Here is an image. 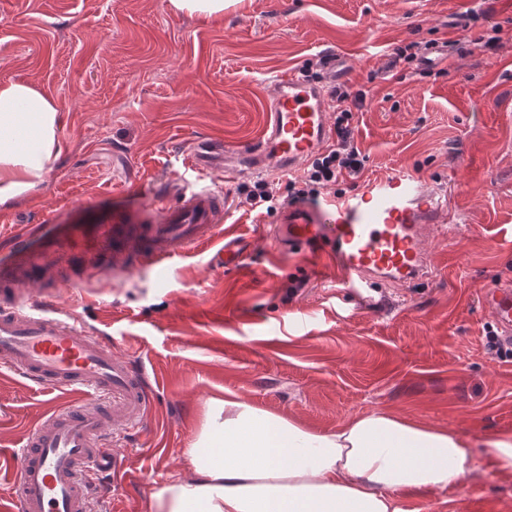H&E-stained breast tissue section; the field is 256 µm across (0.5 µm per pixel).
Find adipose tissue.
I'll return each instance as SVG.
<instances>
[{"instance_id":"ef3b65f1","label":"adipose tissue","mask_w":512,"mask_h":512,"mask_svg":"<svg viewBox=\"0 0 512 512\" xmlns=\"http://www.w3.org/2000/svg\"><path fill=\"white\" fill-rule=\"evenodd\" d=\"M61 122L34 84L0 83V206L51 171ZM472 446L462 431L389 409L313 430L228 389L207 401L185 474L151 493L148 512H404L399 491L458 486Z\"/></svg>"}]
</instances>
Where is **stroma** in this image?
<instances>
[{
	"label": "stroma",
	"mask_w": 512,
	"mask_h": 512,
	"mask_svg": "<svg viewBox=\"0 0 512 512\" xmlns=\"http://www.w3.org/2000/svg\"><path fill=\"white\" fill-rule=\"evenodd\" d=\"M491 36L495 51L475 47ZM428 41L462 50L432 67L393 65L397 47ZM328 52L343 84L367 93L352 119L364 179H440L463 218L428 242L431 281L366 300L334 287L328 261L278 250L272 216L240 205V179L184 164L196 138H255L275 82ZM11 80L58 104L61 155L35 190L0 206V249L17 224L120 209L149 223L156 187L193 183L223 191L222 229L245 250L237 267L194 250L129 274L102 257L94 274L81 254L45 256L62 308L134 356L154 395L93 512H146L181 471L206 400L228 389L317 430L385 408L479 440L512 432V358L489 350L481 299L512 282V0H239L210 19L169 0H0V82ZM51 399L73 396L0 368V507L11 456ZM474 455L461 486L405 492L406 512H512V476Z\"/></svg>",
	"instance_id": "35a3bbf8"
}]
</instances>
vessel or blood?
<instances>
[{
	"instance_id": "b4317fda",
	"label": "vessel or blood",
	"mask_w": 512,
	"mask_h": 512,
	"mask_svg": "<svg viewBox=\"0 0 512 512\" xmlns=\"http://www.w3.org/2000/svg\"><path fill=\"white\" fill-rule=\"evenodd\" d=\"M334 136L324 83L291 74L274 85L256 138L196 141L187 167L200 174L290 173L321 154ZM223 214L222 193L184 187L156 223L135 224L129 213L116 211L103 224L51 225L44 245L22 240L9 255L0 254V280L13 287L0 303V365L49 389L81 395L50 406L14 458V512H91L103 478L121 471L114 444L143 424L153 402L135 361L63 312L56 289L40 287L35 256L73 243L92 255L103 245L113 269L128 272L201 247L211 250L215 266H234L243 252L236 240L220 239ZM456 222L436 182L401 170L356 192L325 196L313 207L282 209L273 232L284 252L322 247L336 265L338 284L408 287L434 273L425 241ZM482 300L503 342L512 345V285L496 286Z\"/></svg>"
}]
</instances>
